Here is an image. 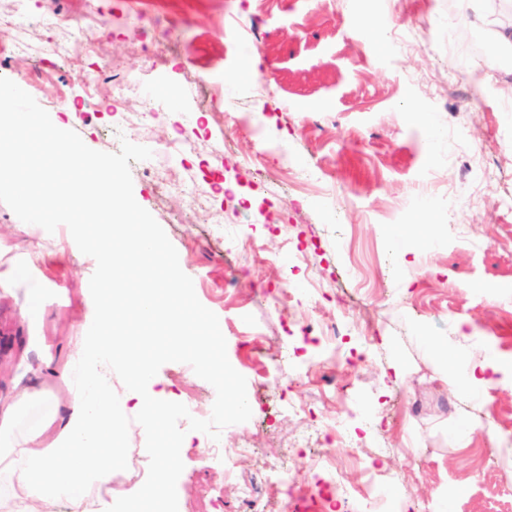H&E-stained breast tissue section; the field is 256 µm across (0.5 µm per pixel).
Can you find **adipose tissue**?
<instances>
[{"mask_svg":"<svg viewBox=\"0 0 512 512\" xmlns=\"http://www.w3.org/2000/svg\"><path fill=\"white\" fill-rule=\"evenodd\" d=\"M0 159L5 162L0 169V186L19 200L47 196L55 207L79 213L83 228L95 231L96 260L103 275H110L109 243L126 238L127 227L138 222L139 213L120 180L110 174L108 161L77 153L59 133L46 128L33 139H10L8 147L0 150ZM126 240L127 253L141 261L139 276L144 287L128 299L137 323L151 326L163 315L168 333L180 335L187 308L171 307L169 293L157 285L151 265L158 254L155 236L143 227ZM100 307L98 326L83 330L79 338L78 363L85 377L69 390L70 406L62 429L49 438L44 429L37 428L24 443H17L10 428L19 406L13 403L0 408V461L17 452L28 458L25 466L13 471L12 492L0 498V512H34L52 499L69 502L74 512H112L111 502L99 499L98 494L111 488L123 458L114 447L118 407L95 368L100 350L108 345L113 354H126L135 385L151 386L155 379L147 356L125 353L109 333L115 312L112 294L103 296Z\"/></svg>","mask_w":512,"mask_h":512,"instance_id":"obj_1","label":"adipose tissue"}]
</instances>
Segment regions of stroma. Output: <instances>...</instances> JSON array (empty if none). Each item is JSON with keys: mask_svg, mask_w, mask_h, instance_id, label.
Listing matches in <instances>:
<instances>
[{"mask_svg": "<svg viewBox=\"0 0 512 512\" xmlns=\"http://www.w3.org/2000/svg\"><path fill=\"white\" fill-rule=\"evenodd\" d=\"M100 2L101 22L87 0H0V40L38 42L63 12L97 44L92 57L74 46L65 59L4 58L0 86L94 150L175 144L132 163L134 198L246 379L252 416L220 441L253 450L206 458L194 432L182 512H239L245 481L271 512H290L274 492L280 467L302 493L333 465L360 487L370 464L394 476L396 512H512V465L498 456L512 442V389L458 391L425 343L447 337L452 354L512 369V64L492 61L512 0H484L479 27L460 25L452 0ZM255 53L258 75L236 80ZM103 64L134 91L86 95L85 75ZM149 103L156 118L142 114ZM185 127L197 131L188 148L177 144ZM51 207L0 189V403L33 394L17 438L63 423L61 374L80 377L79 330L98 324L108 289L140 285L131 269L103 278L90 236L73 237L74 215ZM423 217L433 232L387 238ZM289 288L312 290L319 308L281 312L273 300ZM319 311L357 327L333 342L301 335L298 322ZM330 372L345 392L325 385ZM156 379L210 417L216 391L190 365L166 363ZM337 420L343 431L323 450L317 436Z\"/></svg>", "mask_w": 512, "mask_h": 512, "instance_id": "1", "label": "stroma"}]
</instances>
